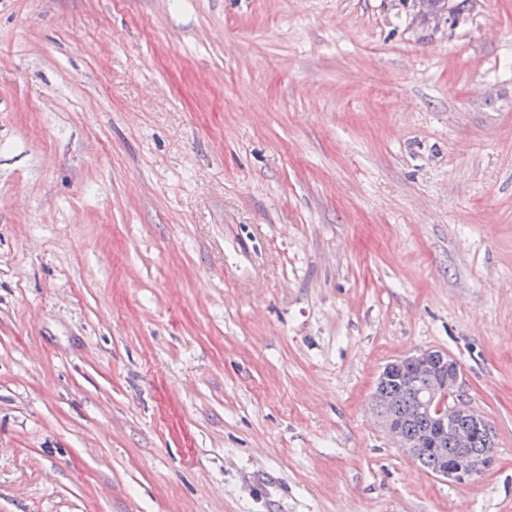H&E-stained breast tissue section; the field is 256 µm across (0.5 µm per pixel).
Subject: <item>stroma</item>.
I'll return each mask as SVG.
<instances>
[{
    "label": "stroma",
    "instance_id": "stroma-1",
    "mask_svg": "<svg viewBox=\"0 0 512 512\" xmlns=\"http://www.w3.org/2000/svg\"><path fill=\"white\" fill-rule=\"evenodd\" d=\"M447 351L472 485L384 433ZM512 512V0H0V512ZM412 376L428 377L432 385L427 379L415 382L417 391L430 387L425 395L412 397L402 409L401 386H388V393L384 394L394 403L388 406L382 401V410L400 413L383 414L374 407L380 426L416 462L427 456L435 458L437 464L431 472L434 477L461 485L478 482L490 469L497 433L490 419L475 409L464 394L459 363L446 351L421 349L386 363L376 386L379 388L388 380L408 385ZM410 418H424L427 429L413 436L404 424ZM448 443L455 447V455L449 457ZM479 446L485 451L473 449Z\"/></svg>",
    "mask_w": 512,
    "mask_h": 512
}]
</instances>
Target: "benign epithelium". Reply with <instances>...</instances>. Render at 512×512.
<instances>
[{"label": "benign epithelium", "instance_id": "benign-epithelium-1", "mask_svg": "<svg viewBox=\"0 0 512 512\" xmlns=\"http://www.w3.org/2000/svg\"><path fill=\"white\" fill-rule=\"evenodd\" d=\"M413 376L428 377L432 385L425 395L412 397L399 413H377L380 426L413 460L436 459L434 477L461 485L479 481L490 469L497 433L490 419L464 394L459 363L446 351L421 349L386 363L376 386L389 380L406 385ZM410 418L425 419L427 429L412 435L404 424ZM450 445L455 447L452 456L448 455Z\"/></svg>", "mask_w": 512, "mask_h": 512}]
</instances>
